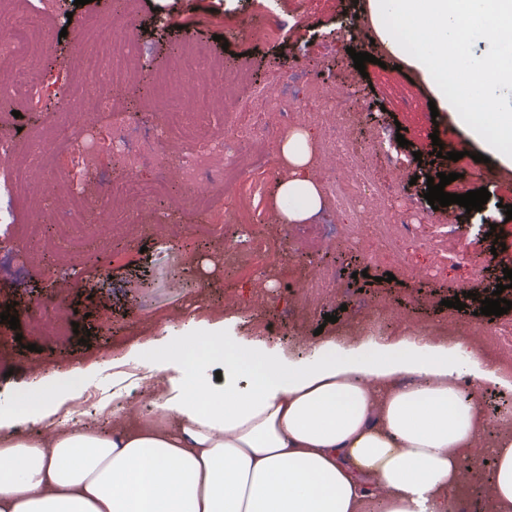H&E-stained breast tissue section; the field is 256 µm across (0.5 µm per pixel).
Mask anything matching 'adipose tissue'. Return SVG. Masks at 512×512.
<instances>
[{
	"label": "adipose tissue",
	"instance_id": "obj_1",
	"mask_svg": "<svg viewBox=\"0 0 512 512\" xmlns=\"http://www.w3.org/2000/svg\"><path fill=\"white\" fill-rule=\"evenodd\" d=\"M280 223L305 224L324 205L316 141L292 128L278 144ZM224 353V383L144 377L148 412L112 431L59 417L40 384L0 406V512H460L464 463L487 424L461 365L497 383L468 337L454 352L427 342L357 359L313 343L306 361L224 340L220 324L172 345L146 344L144 363ZM36 427V435L19 425ZM493 512H512V429L490 448Z\"/></svg>",
	"mask_w": 512,
	"mask_h": 512
}]
</instances>
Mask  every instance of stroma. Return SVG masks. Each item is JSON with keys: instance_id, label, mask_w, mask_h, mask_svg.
<instances>
[{"instance_id": "1", "label": "stroma", "mask_w": 512, "mask_h": 512, "mask_svg": "<svg viewBox=\"0 0 512 512\" xmlns=\"http://www.w3.org/2000/svg\"><path fill=\"white\" fill-rule=\"evenodd\" d=\"M264 5L268 18L286 29L278 41L248 37L249 25L258 20L254 0H138L132 15L112 12L107 0L79 6L68 0L64 12H52L45 26L38 56L41 96L29 103H0V138L10 140L22 156L49 143L59 130L72 131L83 145L105 137L112 115L103 113L94 126L83 125L79 87L84 76L72 65L91 47L79 31L83 17L93 15L144 66L143 78L128 86L142 93L129 112L134 121L161 125L163 106L152 79L175 70L190 45L210 59L234 61L227 73L233 83L245 71L254 85L273 92L320 90L340 80L359 86L353 134L358 160L378 187L397 185L398 200L414 205L421 223L392 242L370 245L348 232L360 222L361 208H345L313 248L300 249V225L279 223L274 207L281 162L273 140L265 146L269 165L254 175L253 222L226 224L220 240L203 232L205 212L188 203L198 186L168 174L166 164L133 169L125 156L110 155L74 181L80 202L61 210L53 195L65 174L56 161L46 159L39 201L22 197L18 213L19 223L39 225V237L22 240L0 227V313L11 312L20 323L16 331L0 324V354L7 358L0 365V399L26 391L41 374L80 369L98 393L88 425L111 421L113 397L145 406L149 393L127 376L124 364L136 361L135 345L166 331L181 334L190 311L196 321L224 323L235 341H265L295 358L317 338L335 342L347 354L420 337L449 350L469 328L512 323V310L500 316L478 312L504 269H512V220L505 214L512 204V170L495 160L473 163L457 184L466 192L487 188L491 197L483 209L462 215L449 207L432 209L425 198L427 176L455 170L453 163L432 159L434 145L447 147L467 134L445 110L436 127L423 126V107L435 97L432 81L399 61L385 41L374 45L375 60L365 71L355 69L347 49L355 44L367 0H306L301 13L295 0H264ZM49 101L57 108L47 114L43 107ZM379 131L404 135L407 144L398 153L408 166L402 175H394L378 156L373 137ZM417 151L422 154L418 161L413 158ZM120 174L145 181L166 177L168 192L129 223H108L101 215L102 200ZM494 224L502 228L496 238L489 235ZM447 228L456 249L440 260L427 243ZM259 230L278 244L276 269L238 263ZM497 241L503 244L498 251L493 248ZM370 248L375 258L367 257ZM326 269L337 275L331 295L308 286L314 272ZM388 273L394 282H385ZM462 293L465 309L447 307V300ZM328 313L335 322H325ZM48 317L66 326L67 335H41L38 326ZM74 323L79 332H71ZM500 375L498 385L469 374L462 381L463 389L480 394L488 444L511 422L506 413L512 408V367L501 366ZM493 469L494 458L485 451L466 471L471 512H491Z\"/></svg>"}]
</instances>
